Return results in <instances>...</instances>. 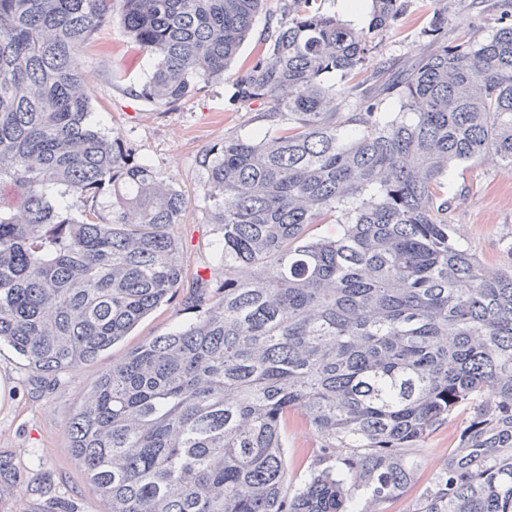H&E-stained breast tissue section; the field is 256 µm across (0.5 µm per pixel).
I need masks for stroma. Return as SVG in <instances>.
I'll list each match as a JSON object with an SVG mask.
<instances>
[{"label":"stroma","instance_id":"35a3bbf8","mask_svg":"<svg viewBox=\"0 0 512 512\" xmlns=\"http://www.w3.org/2000/svg\"><path fill=\"white\" fill-rule=\"evenodd\" d=\"M448 36L464 30L476 37L489 36L504 15L512 13V0H446ZM428 20L422 0H408L407 11L395 29L379 36L375 59L403 68L432 52L422 35ZM106 36L115 51L111 56H87L93 76L87 90L91 123L108 135H117L154 168L172 176L189 196L184 221L176 228L183 262L189 271H201L212 283L224 278V261L217 248L220 233L209 222V201L202 187L199 159L205 149L222 142L225 134L247 136L255 126L246 111L228 104L232 74L219 81L203 82L197 93L176 110L166 112L126 93V86L141 84L152 72L151 56L128 54L118 23H107ZM127 75L126 85L113 83V70ZM456 197L449 219L459 241L484 263L512 268V171L477 160L448 174ZM190 286L142 320L131 336L102 352L96 361L60 374H37L6 345L0 346V455L11 458L17 479L0 488V512H59L67 503L70 512H104L105 506L85 484L68 453L69 422L96 379L144 340L167 334L193 321L195 311L185 303ZM466 412H456L416 452L420 464L416 482L386 512H408L456 447Z\"/></svg>","mask_w":512,"mask_h":512}]
</instances>
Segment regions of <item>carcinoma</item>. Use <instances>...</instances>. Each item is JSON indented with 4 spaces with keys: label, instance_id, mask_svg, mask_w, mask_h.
<instances>
[{
    "label": "carcinoma",
    "instance_id": "1",
    "mask_svg": "<svg viewBox=\"0 0 512 512\" xmlns=\"http://www.w3.org/2000/svg\"><path fill=\"white\" fill-rule=\"evenodd\" d=\"M265 0H0V345L55 373L94 361L188 276L173 179L91 122L84 65L118 12L156 59L134 96L175 109L220 80ZM326 0H285L229 100L250 137L201 158L224 284L194 321L134 347L68 426L105 512H385L413 450L459 410L457 447L410 512H512V270L463 247L448 170L512 168V19L362 73L405 0H367L353 28ZM339 73L355 101L336 111ZM336 220L335 240L311 229ZM491 394L494 400L485 399ZM314 439L288 493L283 427Z\"/></svg>",
    "mask_w": 512,
    "mask_h": 512
}]
</instances>
